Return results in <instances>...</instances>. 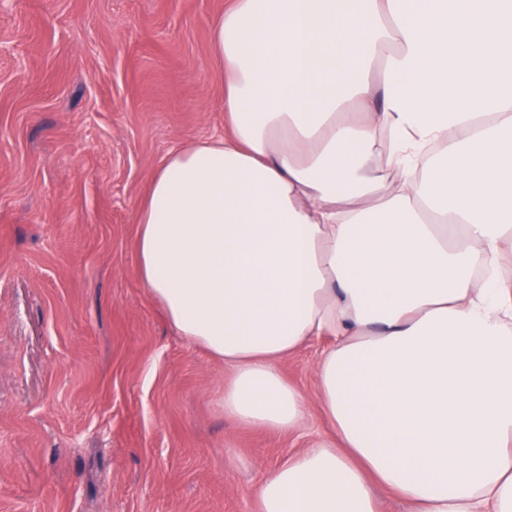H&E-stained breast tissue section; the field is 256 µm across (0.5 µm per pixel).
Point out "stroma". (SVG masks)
I'll return each mask as SVG.
<instances>
[{"mask_svg":"<svg viewBox=\"0 0 512 512\" xmlns=\"http://www.w3.org/2000/svg\"><path fill=\"white\" fill-rule=\"evenodd\" d=\"M229 0H0V512H257L334 429L316 368L280 364L288 432L224 415L231 372L169 325L136 265L161 159L223 136Z\"/></svg>","mask_w":512,"mask_h":512,"instance_id":"obj_1","label":"stroma"}]
</instances>
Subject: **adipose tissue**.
Here are the masks:
<instances>
[{
	"label": "adipose tissue",
	"instance_id": "obj_1",
	"mask_svg": "<svg viewBox=\"0 0 512 512\" xmlns=\"http://www.w3.org/2000/svg\"><path fill=\"white\" fill-rule=\"evenodd\" d=\"M212 49L230 130L163 159L135 256L235 422L294 429L278 363L330 340L339 444L258 512H512V0H230Z\"/></svg>",
	"mask_w": 512,
	"mask_h": 512
}]
</instances>
